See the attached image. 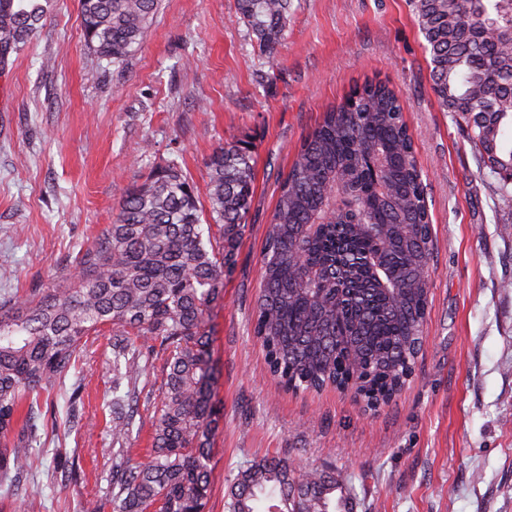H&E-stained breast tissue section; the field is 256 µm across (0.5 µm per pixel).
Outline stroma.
<instances>
[{
  "label": "stroma",
  "mask_w": 512,
  "mask_h": 512,
  "mask_svg": "<svg viewBox=\"0 0 512 512\" xmlns=\"http://www.w3.org/2000/svg\"><path fill=\"white\" fill-rule=\"evenodd\" d=\"M43 27L0 66V299L48 290L113 223L125 187L174 159L197 185L217 148L255 159V193L232 275L211 315L220 414L205 512L266 457L335 471L355 512H512V200L479 171L463 123L443 111L410 0H290L266 54L238 0H160L119 67L86 46L79 0H42ZM405 102L434 243L422 346L405 387L373 411L349 392L286 391L251 314L280 184L329 108L367 81ZM112 330L44 392L36 498L0 492V512L108 507Z\"/></svg>",
  "instance_id": "stroma-1"
}]
</instances>
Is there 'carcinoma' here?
I'll return each mask as SVG.
<instances>
[{
    "mask_svg": "<svg viewBox=\"0 0 512 512\" xmlns=\"http://www.w3.org/2000/svg\"><path fill=\"white\" fill-rule=\"evenodd\" d=\"M159 0H79L86 44L123 64ZM441 107L463 119L480 170L512 197V0H412ZM268 54L288 0H239ZM40 0H0V50L42 27ZM205 189L175 162L127 187L119 213L47 293L0 301V436L74 365L83 339L112 327V512H204L217 411L211 312L224 297L254 192V159L216 149ZM426 186L384 82H367L301 143L280 185L253 315L270 374L288 391L353 386L365 404L405 386L421 348L430 294ZM161 376H155L156 362ZM154 407L153 456L134 464L139 402ZM28 456L0 448L6 487ZM336 474L281 458L238 471L227 512H352Z\"/></svg>",
    "mask_w": 512,
    "mask_h": 512,
    "instance_id": "obj_1",
    "label": "carcinoma"
}]
</instances>
